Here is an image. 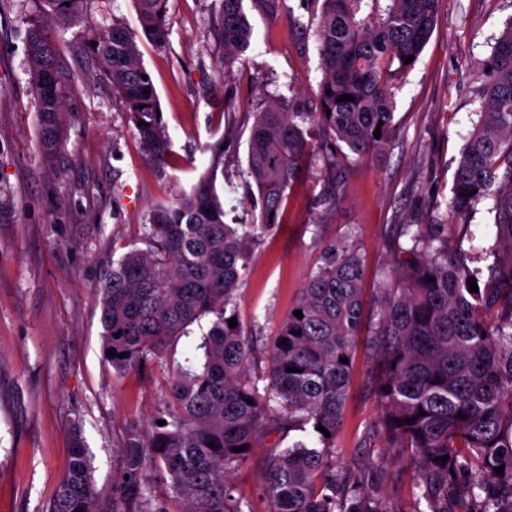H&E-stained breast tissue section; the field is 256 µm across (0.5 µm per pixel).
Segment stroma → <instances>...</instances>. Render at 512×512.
I'll list each match as a JSON object with an SVG mask.
<instances>
[{
    "label": "stroma",
    "mask_w": 512,
    "mask_h": 512,
    "mask_svg": "<svg viewBox=\"0 0 512 512\" xmlns=\"http://www.w3.org/2000/svg\"><path fill=\"white\" fill-rule=\"evenodd\" d=\"M220 0H168V42L141 38L133 0H89L84 16L52 29L72 81L66 142L52 163L39 150L29 87L28 0H0V512H46L81 427L99 505L110 508L129 424L151 433L165 380L152 368L116 371L103 353L95 288L127 251L142 246L152 204L190 190L224 143V173L245 169L247 142L265 95L311 112L321 77L316 36L320 0H284L273 18L250 7L252 46L230 76L212 19ZM512 19V0H443L434 33L414 67L395 82L396 130L379 154L348 156L339 200L324 161L310 156L288 192L283 221L249 252L236 292L240 324L259 342L275 336L325 247L351 237L364 259L367 321L376 323L389 225L445 205L454 169L481 106L479 63ZM124 24L139 35L175 164L158 170L143 155L123 104L81 52L91 28ZM372 363L358 345L349 398L336 435L337 468L375 484L393 512H413L412 471L377 427ZM270 434L232 481L251 512H268L259 490L272 446L302 439Z\"/></svg>",
    "instance_id": "stroma-1"
}]
</instances>
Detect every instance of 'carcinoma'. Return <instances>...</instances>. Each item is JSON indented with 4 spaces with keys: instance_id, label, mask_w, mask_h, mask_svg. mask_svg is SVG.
<instances>
[{
    "instance_id": "carcinoma-1",
    "label": "carcinoma",
    "mask_w": 512,
    "mask_h": 512,
    "mask_svg": "<svg viewBox=\"0 0 512 512\" xmlns=\"http://www.w3.org/2000/svg\"><path fill=\"white\" fill-rule=\"evenodd\" d=\"M363 2L323 0L317 111L288 112L284 101L270 97L255 113L243 179L258 194L259 216L237 228L225 222L219 141L190 191L149 209L146 248L126 252L96 288L112 367H158L168 375L167 401L157 416L164 424L147 436L135 426L126 432L111 512H243L232 471L270 433L308 426V441L265 458L262 491L270 512H393L379 494L334 472L333 448L365 316L364 262L354 242L346 237L331 245L323 265L307 277L266 347L265 368H253L254 351L241 326L228 324L249 249L262 231L282 222L288 190L311 151L302 124L320 127L332 143L336 184L344 174L337 148L358 157L381 152L394 130L393 82L414 66L406 58L423 52L442 5L388 0L382 9L372 0L364 16ZM134 3L143 35L165 46L168 0ZM86 5L34 0L26 20L29 83L47 162L63 146L72 93L49 28L82 14ZM213 30L227 74L253 40L244 0H220ZM84 49L99 79L121 99L146 159L161 171L171 166L159 98L134 36L114 22L89 37ZM479 71L485 78L479 119L462 148L445 214L391 230L394 275L381 289L369 341L380 428L388 447L414 470L415 504L426 505L414 512H448V501L458 498L463 512H512V19ZM342 94L354 101H338ZM487 199L494 239L480 258L484 265L473 267V258L452 241ZM470 277L476 293L469 291ZM204 317L210 327L196 336L191 326ZM181 338L186 346L176 358L167 349ZM239 446L247 450L232 451ZM444 455L449 459L439 462ZM158 484L166 488L162 497ZM78 508L100 512L91 460L75 428L69 469L47 512Z\"/></svg>"
}]
</instances>
